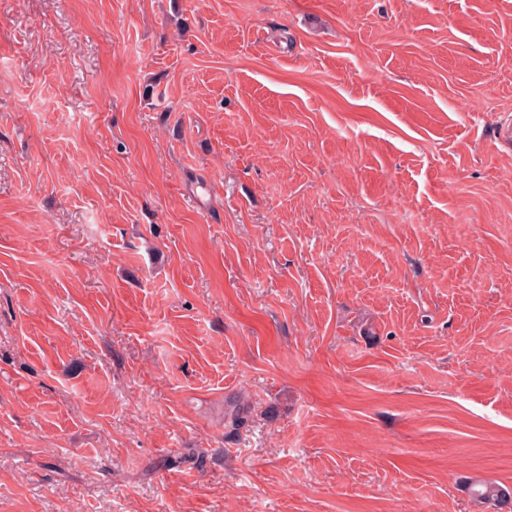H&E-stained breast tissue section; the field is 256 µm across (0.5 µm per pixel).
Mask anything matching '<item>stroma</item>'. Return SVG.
<instances>
[{
    "label": "stroma",
    "mask_w": 512,
    "mask_h": 512,
    "mask_svg": "<svg viewBox=\"0 0 512 512\" xmlns=\"http://www.w3.org/2000/svg\"><path fill=\"white\" fill-rule=\"evenodd\" d=\"M507 119L512 0H0V512L512 489Z\"/></svg>",
    "instance_id": "1"
}]
</instances>
